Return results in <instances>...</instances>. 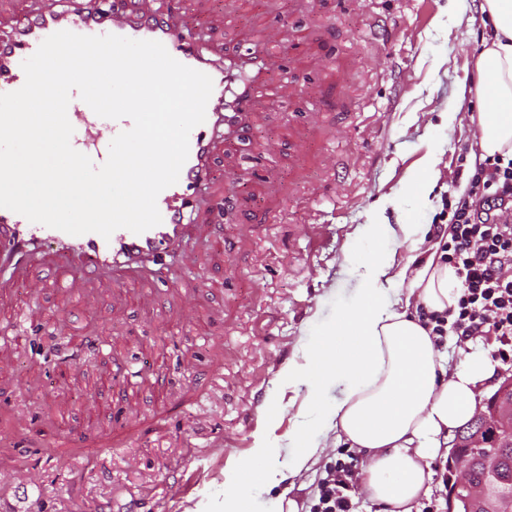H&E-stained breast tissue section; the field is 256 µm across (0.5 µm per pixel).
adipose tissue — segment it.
Wrapping results in <instances>:
<instances>
[{"label":"adipose tissue","instance_id":"adipose-tissue-1","mask_svg":"<svg viewBox=\"0 0 512 512\" xmlns=\"http://www.w3.org/2000/svg\"><path fill=\"white\" fill-rule=\"evenodd\" d=\"M483 12L495 38L475 65L479 147L485 158L512 156V0H485ZM393 271L407 290L388 287ZM357 272V303L337 315L288 376L307 386L312 409L288 435L292 469L315 463L330 437L345 439L366 459L367 497L389 512H414L430 490L432 463L448 453L449 435L473 418L478 386L492 364L469 354L447 370L421 324V312H445L459 297L455 270L440 255L430 253L422 263L413 255L399 267L394 253L380 251ZM333 383L342 389L322 410L321 389Z\"/></svg>","mask_w":512,"mask_h":512}]
</instances>
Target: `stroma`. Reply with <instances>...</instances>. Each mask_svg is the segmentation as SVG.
Segmentation results:
<instances>
[{"instance_id":"1","label":"stroma","mask_w":512,"mask_h":512,"mask_svg":"<svg viewBox=\"0 0 512 512\" xmlns=\"http://www.w3.org/2000/svg\"><path fill=\"white\" fill-rule=\"evenodd\" d=\"M484 0H196L224 48L272 57L253 125L224 142L232 207L197 224L190 270L163 288L104 282L79 310L24 281L0 294V512H224L257 445L286 475L255 487L254 512H309L347 443L289 473L306 389L288 374L355 301L373 224L447 223L479 154L475 97L460 95L492 35ZM455 120H448V113ZM440 176L412 181L430 152ZM449 368L493 358L494 337H445ZM268 405L278 414H265ZM81 442L71 443L70 433Z\"/></svg>"}]
</instances>
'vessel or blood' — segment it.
I'll list each match as a JSON object with an SVG mask.
<instances>
[{"label": "vessel or blood", "mask_w": 512, "mask_h": 512, "mask_svg": "<svg viewBox=\"0 0 512 512\" xmlns=\"http://www.w3.org/2000/svg\"><path fill=\"white\" fill-rule=\"evenodd\" d=\"M61 30L161 42L174 59L210 76L213 91L204 122L190 133L189 155L178 182L157 198L161 224L140 234L121 228L107 239L96 233L74 236L0 208V288L25 279L30 268L47 262L67 270V278L55 280L54 285L70 291L101 280L162 284L165 259L187 256L195 202L213 192L212 158L217 145L237 137L246 126L257 88L254 73L266 66L267 59L228 61L223 52L202 48L206 34L190 0H179L167 12L154 8L150 0H123L109 15L101 13L97 0H0V93L24 85L23 61L45 38ZM67 116L74 128L72 146L98 166L105 162L111 140L132 126L127 118L99 117L76 94Z\"/></svg>", "instance_id": "obj_1"}]
</instances>
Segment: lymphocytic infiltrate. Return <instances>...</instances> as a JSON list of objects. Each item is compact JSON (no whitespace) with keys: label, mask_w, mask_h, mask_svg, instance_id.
Listing matches in <instances>:
<instances>
[{"label":"lymphocytic infiltrate","mask_w":512,"mask_h":512,"mask_svg":"<svg viewBox=\"0 0 512 512\" xmlns=\"http://www.w3.org/2000/svg\"><path fill=\"white\" fill-rule=\"evenodd\" d=\"M447 235L441 249L460 280V295L444 314H422L423 326L439 339L450 333L463 341L494 334L500 360H512L511 157L476 164L448 213ZM356 467L352 459L331 466L310 512H353L349 491Z\"/></svg>","instance_id":"1"}]
</instances>
